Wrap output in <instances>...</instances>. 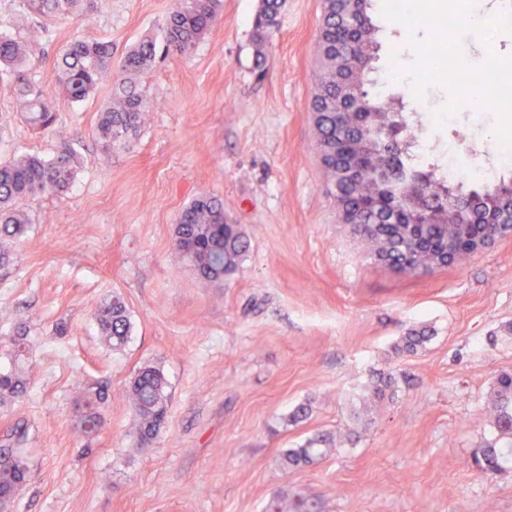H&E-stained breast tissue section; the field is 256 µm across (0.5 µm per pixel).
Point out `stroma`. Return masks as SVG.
I'll list each match as a JSON object with an SVG mask.
<instances>
[{
    "label": "stroma",
    "mask_w": 512,
    "mask_h": 512,
    "mask_svg": "<svg viewBox=\"0 0 512 512\" xmlns=\"http://www.w3.org/2000/svg\"><path fill=\"white\" fill-rule=\"evenodd\" d=\"M259 5L223 0L190 55H159L141 78L143 127L109 154L91 135L109 85L81 103L46 94L55 122L43 132L0 77V161L50 159L63 143L79 159L64 195L27 203L30 223L0 266V366L13 337L27 349L26 395L0 405V448L30 467L9 512H265L298 492L319 512H512V463L491 476L463 465L490 437L494 376L512 372V236L426 276L367 261L324 192L313 142L322 0H284L262 74ZM172 7L90 0L49 17L0 0V29L38 26L43 83L76 36L110 41L117 64L144 36H162ZM389 93L423 123L422 162L441 164L453 149L467 166L486 163L495 113L462 111L438 128L425 118L451 101L446 88L422 102L405 83ZM201 194L221 200L248 238L240 272L221 286L177 253V219ZM115 294L131 322L117 350L94 320ZM421 325L433 339L397 356L396 342ZM147 364L168 382V415L142 447L126 389ZM380 370L408 382L375 402ZM88 389L105 395L92 435L76 426ZM302 404L307 417L289 422ZM348 426L327 458L282 466L286 449Z\"/></svg>",
    "instance_id": "obj_1"
}]
</instances>
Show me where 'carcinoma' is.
Returning <instances> with one entry per match:
<instances>
[{
  "label": "carcinoma",
  "instance_id": "1",
  "mask_svg": "<svg viewBox=\"0 0 512 512\" xmlns=\"http://www.w3.org/2000/svg\"><path fill=\"white\" fill-rule=\"evenodd\" d=\"M81 0H29L40 15H64L80 8ZM373 0H323V24L318 41V83L310 111L316 146L327 163L325 193L336 205L344 224L367 245L371 260L402 275L429 273L431 256L444 253L448 245L465 250L470 239L497 233L501 224L512 225V177L500 175L470 190L471 208L456 209L448 181L433 168L416 167L410 149L421 127L405 119L393 97L370 77L379 50ZM281 0H261L253 26L255 66L266 63L265 46L277 25ZM222 0H175L163 36L165 51L184 55L193 49L220 18ZM157 55V41L145 38L130 48L118 75H112V42L76 37L64 49L51 76L54 91L71 101H83L98 85L111 83L109 99L99 112L93 137L100 149L110 153L128 146L137 136L148 111L139 77L150 70ZM32 54L27 43L0 33V76L12 77L17 96L29 110V121L49 129L54 115L44 101V89L29 73ZM394 136L403 149L396 167L416 171L415 182L395 183L391 165L380 151V141ZM77 157L64 149L46 160L24 154L0 162V239L17 240L30 223L25 202L46 193L63 194L73 178ZM176 235L197 244L185 259L210 283H222L237 274L245 260L248 241L241 225L224 215V205L214 197H197L181 214ZM98 332L113 348L128 339L131 322L123 300L114 296L95 312ZM431 340L422 326L409 330L394 346L398 354H415ZM14 363L0 371V403L24 396L27 379L19 365L23 337L14 339ZM398 377L392 371L379 374L372 397L379 400L393 393ZM128 396L135 409L139 444L143 445L163 427L168 410L167 381L161 370L142 366L130 381ZM103 394L86 392L78 426L90 435L101 424L99 405ZM493 408L490 424L495 441L474 449L467 467L492 475L512 459V373L498 374L488 392ZM333 451L327 436L308 440L283 455L286 465L308 464ZM30 473L27 459L11 448L0 449V512L15 499L13 486ZM271 512H317L319 503L297 494L291 500L278 498Z\"/></svg>",
  "mask_w": 512,
  "mask_h": 512
}]
</instances>
